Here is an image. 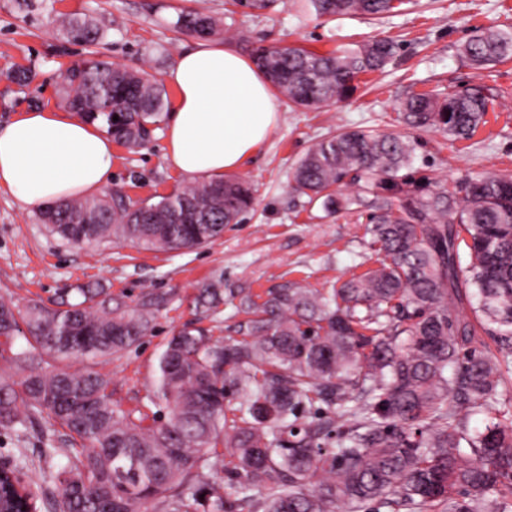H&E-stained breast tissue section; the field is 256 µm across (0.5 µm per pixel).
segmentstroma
I'll return each mask as SVG.
<instances>
[{
    "mask_svg": "<svg viewBox=\"0 0 512 512\" xmlns=\"http://www.w3.org/2000/svg\"><path fill=\"white\" fill-rule=\"evenodd\" d=\"M186 8L220 19L219 42L247 55L261 46L326 53L379 37L394 39L398 49L382 71L361 76L350 97L319 109H294L278 98L277 128L237 172L253 186L255 203L206 246L168 252L129 243L79 248L39 223L36 208L0 191V295L22 307L33 299L53 307L64 299L81 301V289L90 288L128 310L152 302L146 336L100 367L111 380L113 401L125 409L149 405L158 356L185 323L200 321L224 341L235 337L243 319V296H264L288 280L326 288L363 272L368 210L329 216L292 187L295 164L328 132L365 128L409 137L416 143L415 168L450 188L479 174L512 176V59L478 69L461 54L472 31L512 28V0H405L400 12L378 20L349 15L330 21L305 12L300 0H270L264 9L233 0H0V125L24 109L59 110L62 69L92 56L164 81L194 41L174 29ZM64 14L93 20L105 39L94 47L73 41L60 24ZM21 69L33 72L28 84L12 79ZM460 91L488 104L487 123L471 138L453 141L398 119L409 94ZM165 134L157 129L136 151L113 146V187L146 199L188 185L165 156ZM213 281L220 282L224 299L199 312L198 288ZM50 448L61 451L53 459L57 465L82 451L79 438L43 417L23 432L0 428V465L17 464L22 453L44 462Z\"/></svg>",
    "mask_w": 512,
    "mask_h": 512,
    "instance_id": "1",
    "label": "stroma"
}]
</instances>
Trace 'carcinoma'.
<instances>
[{
    "label": "carcinoma",
    "instance_id": "1",
    "mask_svg": "<svg viewBox=\"0 0 512 512\" xmlns=\"http://www.w3.org/2000/svg\"><path fill=\"white\" fill-rule=\"evenodd\" d=\"M403 0H302L318 18L399 11ZM70 37L94 45L104 31L62 20ZM175 27L201 37L217 21L193 9ZM397 44L386 38L317 54L301 47L254 50L272 87L296 107L345 98L360 76L381 70ZM475 66L512 59V29L479 30L462 45ZM65 107L129 148L146 145L167 112L164 87L103 60L62 79ZM403 122L467 139L486 124L487 103L468 92L413 93ZM118 120H113V117ZM415 142L349 129L322 138L299 159L295 189L328 214L370 210L366 234L376 267L339 287L288 281L262 303L240 299L244 338L215 342L193 324L158 357L148 413L112 401L95 366L138 343L151 311L129 313L112 298L20 309L0 299V428L44 415L75 434L83 450L49 472L59 512H512V422L499 388L512 383V176L483 174L453 190L414 177ZM358 186L357 195L337 191ZM240 179L203 180L134 200L120 189L70 198L39 220L68 242H132L149 250H190L212 242L252 205ZM469 250L462 265L459 247ZM477 324L459 320L463 299ZM223 300L202 286L196 308ZM494 351H477V333ZM22 336L29 349L4 355ZM91 366L74 371L69 362ZM475 410L482 428L469 427ZM223 445L230 490L209 479Z\"/></svg>",
    "mask_w": 512,
    "mask_h": 512
}]
</instances>
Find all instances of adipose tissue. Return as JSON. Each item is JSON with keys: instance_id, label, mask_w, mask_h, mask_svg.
Masks as SVG:
<instances>
[{"instance_id": "ef3b65f1", "label": "adipose tissue", "mask_w": 512, "mask_h": 512, "mask_svg": "<svg viewBox=\"0 0 512 512\" xmlns=\"http://www.w3.org/2000/svg\"><path fill=\"white\" fill-rule=\"evenodd\" d=\"M165 79L177 90L165 151L184 176L239 170L277 126L266 77L232 46L185 47ZM111 181L112 139L79 116L25 110L0 127V188L27 206L98 193Z\"/></svg>"}]
</instances>
